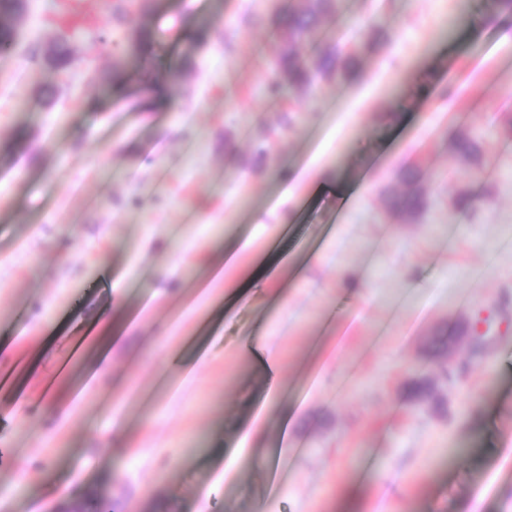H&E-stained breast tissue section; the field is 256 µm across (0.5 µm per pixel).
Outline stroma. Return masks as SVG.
Instances as JSON below:
<instances>
[{
    "label": "stroma",
    "instance_id": "35a3bbf8",
    "mask_svg": "<svg viewBox=\"0 0 512 512\" xmlns=\"http://www.w3.org/2000/svg\"><path fill=\"white\" fill-rule=\"evenodd\" d=\"M275 2L47 0L0 56V512H339L352 489L363 512H512V20L339 0L301 53L383 46L354 80L271 98L277 38L249 19ZM133 23L153 33L136 55ZM62 38L65 71L44 57ZM454 110L487 133L479 177L449 159ZM407 165L434 200L413 223L380 197ZM245 240L250 283L216 286L218 242ZM463 321L483 351L433 357ZM420 375L439 404L408 400Z\"/></svg>",
    "mask_w": 512,
    "mask_h": 512
}]
</instances>
